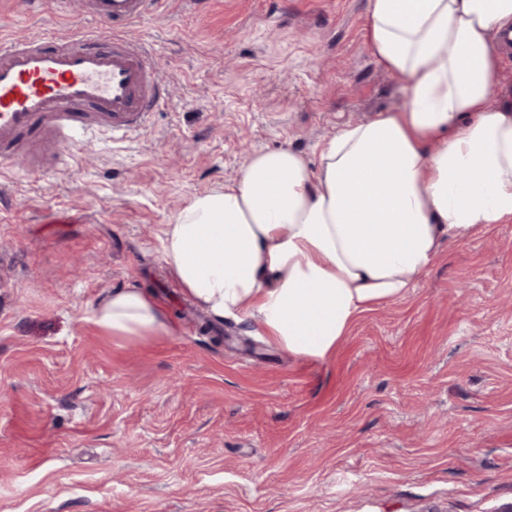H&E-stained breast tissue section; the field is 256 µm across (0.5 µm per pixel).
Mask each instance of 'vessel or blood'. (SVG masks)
I'll return each mask as SVG.
<instances>
[{
  "label": "vessel or blood",
  "instance_id": "b4317fda",
  "mask_svg": "<svg viewBox=\"0 0 512 512\" xmlns=\"http://www.w3.org/2000/svg\"><path fill=\"white\" fill-rule=\"evenodd\" d=\"M162 3L86 0L96 29L48 30L24 40L0 33L1 175L22 139L42 129L80 145L147 128L164 100L152 50L128 29Z\"/></svg>",
  "mask_w": 512,
  "mask_h": 512
}]
</instances>
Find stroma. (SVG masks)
<instances>
[{
  "label": "stroma",
  "instance_id": "stroma-1",
  "mask_svg": "<svg viewBox=\"0 0 512 512\" xmlns=\"http://www.w3.org/2000/svg\"><path fill=\"white\" fill-rule=\"evenodd\" d=\"M368 0H167L131 37L167 103L144 132L63 145L0 181V512H497L512 502V223L442 245L402 298L323 360L215 323L162 258L165 224L245 157L314 159L400 107L366 46ZM81 0L0 32L94 27ZM144 289V342L92 322Z\"/></svg>",
  "mask_w": 512,
  "mask_h": 512
}]
</instances>
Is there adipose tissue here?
I'll return each mask as SVG.
<instances>
[{
	"label": "adipose tissue",
	"mask_w": 512,
	"mask_h": 512,
	"mask_svg": "<svg viewBox=\"0 0 512 512\" xmlns=\"http://www.w3.org/2000/svg\"><path fill=\"white\" fill-rule=\"evenodd\" d=\"M512 0H369L366 44L401 107L345 125L315 159L250 153L162 231L183 293L215 321H255L291 354L331 355L356 317L404 296L443 241L512 221V88L498 79ZM94 323L148 340L163 313L136 288Z\"/></svg>",
	"instance_id": "ef3b65f1"
}]
</instances>
